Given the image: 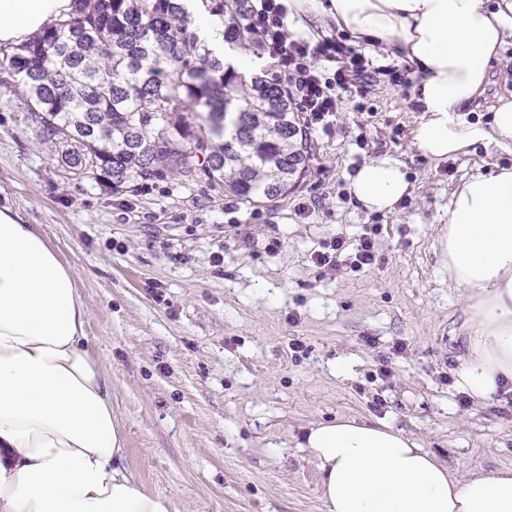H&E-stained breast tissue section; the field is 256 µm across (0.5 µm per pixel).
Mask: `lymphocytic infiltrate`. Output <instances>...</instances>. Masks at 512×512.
<instances>
[{
    "instance_id": "lymphocytic-infiltrate-1",
    "label": "lymphocytic infiltrate",
    "mask_w": 512,
    "mask_h": 512,
    "mask_svg": "<svg viewBox=\"0 0 512 512\" xmlns=\"http://www.w3.org/2000/svg\"><path fill=\"white\" fill-rule=\"evenodd\" d=\"M244 19L272 79L286 87L308 128L328 129L346 97L363 93L375 69L340 36L314 42L288 28V0H247Z\"/></svg>"
}]
</instances>
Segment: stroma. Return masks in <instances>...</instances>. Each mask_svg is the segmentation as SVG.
I'll return each mask as SVG.
<instances>
[{"instance_id":"obj_1","label":"stroma","mask_w":512,"mask_h":512,"mask_svg":"<svg viewBox=\"0 0 512 512\" xmlns=\"http://www.w3.org/2000/svg\"><path fill=\"white\" fill-rule=\"evenodd\" d=\"M511 90L509 44L469 120L490 121ZM418 120L409 87L382 76L314 137L309 172L276 201L246 204L171 174L114 194L71 176L20 91L0 86V206L38 225L73 270L124 466L146 493L191 512H327L301 442L340 417L404 430L462 475L512 467V391L464 406L451 382L468 315L437 242L454 187L512 155L476 145L428 158ZM376 158L404 164L410 182L389 213L348 190ZM309 199L314 212L299 218ZM367 224L379 227V265L311 261ZM276 238L283 246L269 252Z\"/></svg>"}]
</instances>
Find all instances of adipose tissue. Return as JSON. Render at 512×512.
<instances>
[{
    "instance_id": "ef3b65f1",
    "label": "adipose tissue",
    "mask_w": 512,
    "mask_h": 512,
    "mask_svg": "<svg viewBox=\"0 0 512 512\" xmlns=\"http://www.w3.org/2000/svg\"><path fill=\"white\" fill-rule=\"evenodd\" d=\"M182 3L209 51L251 75L252 60L226 48L202 0ZM288 9L294 18L322 13L410 64L425 155L443 159L475 145L512 152V95L496 99L490 123L465 115L512 39V0H290ZM72 10V0H0V45L21 43ZM350 192L366 209L390 212L409 183L400 162L379 158L358 170ZM438 244L470 314L457 385L492 399L512 382V168L453 190ZM87 316L72 270L37 225L0 206V512H188L146 493L123 468L125 437L110 380L86 349ZM305 447L328 512H512V470L458 476L389 425L320 422Z\"/></svg>"
}]
</instances>
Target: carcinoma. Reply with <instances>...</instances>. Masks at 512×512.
I'll return each instance as SVG.
<instances>
[{
    "mask_svg": "<svg viewBox=\"0 0 512 512\" xmlns=\"http://www.w3.org/2000/svg\"><path fill=\"white\" fill-rule=\"evenodd\" d=\"M224 38L251 43L243 4ZM8 74L78 179L120 192L168 174L272 201L309 169L314 145L282 87L211 57L175 0H75L13 50Z\"/></svg>",
    "mask_w": 512,
    "mask_h": 512,
    "instance_id": "1",
    "label": "carcinoma"
}]
</instances>
